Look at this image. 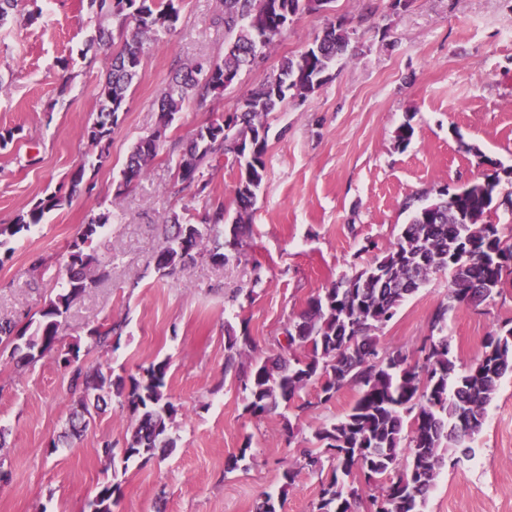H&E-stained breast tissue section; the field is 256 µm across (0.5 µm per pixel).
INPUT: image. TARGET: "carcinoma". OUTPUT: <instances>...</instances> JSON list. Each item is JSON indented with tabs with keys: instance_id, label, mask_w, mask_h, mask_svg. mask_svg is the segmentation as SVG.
<instances>
[{
	"instance_id": "obj_1",
	"label": "carcinoma",
	"mask_w": 512,
	"mask_h": 512,
	"mask_svg": "<svg viewBox=\"0 0 512 512\" xmlns=\"http://www.w3.org/2000/svg\"><path fill=\"white\" fill-rule=\"evenodd\" d=\"M281 11H268L267 0H224V57L175 64L171 80L158 101L159 127L131 149L119 187L145 176L160 152L161 130L167 128L194 99L203 104L226 89L224 76L239 79L304 11H319L332 0H279ZM100 27H113L121 48L106 57L108 76L99 93L97 117L87 137L98 147L96 160L109 156L112 133L127 111L128 91L138 75L145 50L174 32L180 21L179 0H80ZM351 45L345 21H332L322 35L298 54L284 58L274 75L256 84L227 117L199 127L198 135L176 161L178 180L204 195L209 170L232 157L239 174L234 189V215L224 205L204 209L201 222L185 224L171 216V232L158 252L155 266L164 275L208 256L222 264L240 253L241 230L250 222L266 173L269 126L267 117L288 99L305 101L331 77L336 62ZM502 169L482 182L462 188L463 196L448 203V190L430 203L406 202L412 210L394 242L352 275L311 296L305 308L284 328L278 354L252 356L255 343L248 329L229 331L224 374L234 373L247 393L245 411L261 416L280 404L293 403L304 413L315 406L300 393L318 388V403L326 404L347 386L360 389L359 398L341 419L317 429L314 452L304 449L284 469L282 489L302 472L331 475L321 483L313 512H424L428 496L449 457L472 453L470 443L480 433L487 406L500 380L512 373V327L483 341L479 363L459 369L448 337H424L412 357L402 349L379 348L376 331L390 322L402 303L440 271L452 279L448 301L432 317V329L442 330L448 311L478 306L512 288V243L503 239L491 216L499 197L512 207V191L500 194ZM85 168L72 173L67 188L32 201L12 223L0 224V246L7 239L41 223L45 214L62 207L93 186L84 181ZM112 221L111 212L91 216L81 236L69 246L61 267L66 278L60 291L40 313L36 326L0 321V343L13 345L12 355L32 362L56 348L60 318L71 304L104 276L102 262L89 248L98 229ZM124 322L106 319L90 329L94 344L104 348L122 334ZM80 345L62 354L71 370L73 401L63 441L85 432L92 410L110 397L119 399L132 417L123 460L145 461L176 446L169 435L178 408L166 391L168 363H152L138 378L112 379V372L86 370L78 364ZM121 495L118 483H105L89 502L91 512H112Z\"/></svg>"
}]
</instances>
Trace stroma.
<instances>
[{
	"label": "stroma",
	"mask_w": 512,
	"mask_h": 512,
	"mask_svg": "<svg viewBox=\"0 0 512 512\" xmlns=\"http://www.w3.org/2000/svg\"><path fill=\"white\" fill-rule=\"evenodd\" d=\"M180 7L176 31L146 50L99 168L84 134L106 74L103 63L91 61L103 50L91 41L94 18L79 0H20L0 25V129L21 130L0 149V224L56 190L79 165L94 186L10 241V257L0 264V319L37 321L60 289L67 246L91 215H116L92 241L106 274L62 318L56 350L22 367L10 345L0 344L7 440L0 465L9 472L0 512H89V499L107 480L121 486L112 512H254L267 494L284 495L282 512H311L320 476L302 473L286 490L282 472L297 444L344 416L357 391L345 388L320 405L316 387H308L302 396L316 406L295 420L296 441L288 443L280 411L245 412L238 378L224 372L228 331L249 330L255 356L275 354L277 338L311 296L396 239L411 218L407 197L483 181L490 159L512 167V0H405L397 7L392 0H331L328 9L299 14L234 85L204 105L186 104L162 131L157 99L174 62L224 55L223 0H181ZM336 18L354 29L356 52L305 101L288 100L269 114L267 170L242 256L221 265L204 257L175 275L158 273L165 221L176 214L195 224L205 205L230 203L238 165L228 157L212 170L204 199L178 183L162 153L146 177L121 192L132 145L157 131L167 147L232 114L283 56L301 51ZM406 123L414 136L400 150L395 135ZM39 256L48 265L41 277L30 270ZM450 280L449 272L433 274L404 301L379 330L381 346L410 351L430 335ZM111 317L126 320L123 335L110 348L92 347L89 330ZM509 320L510 288L450 311L443 333L465 365ZM75 343L83 366L116 376L136 377L150 363L167 362L166 390L179 409L171 453L145 464L109 463L103 442L121 453L130 425L115 400L72 446L52 447L72 405L70 373L58 359ZM472 446V456L441 471L425 512H512V374L502 379ZM232 456L241 462L229 471Z\"/></svg>",
	"instance_id": "obj_1"
}]
</instances>
